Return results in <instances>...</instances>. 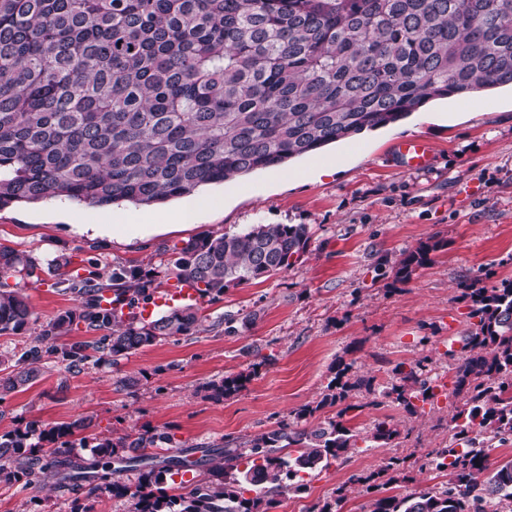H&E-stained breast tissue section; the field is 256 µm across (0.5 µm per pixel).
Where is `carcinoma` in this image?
<instances>
[{
	"instance_id": "1",
	"label": "carcinoma",
	"mask_w": 512,
	"mask_h": 512,
	"mask_svg": "<svg viewBox=\"0 0 512 512\" xmlns=\"http://www.w3.org/2000/svg\"><path fill=\"white\" fill-rule=\"evenodd\" d=\"M509 84L512 0H0V207L48 197L96 207L163 203L398 122L431 100ZM309 241L304 224L191 240L173 248V274L215 302L230 286L288 270ZM437 247L422 243L403 253L396 279L408 280ZM69 264L48 262L83 299L82 310L59 315L40 333L0 378V396L43 373L45 350L60 353L70 369L92 351L116 364L203 323L190 304L138 317L135 309L154 293L152 275L140 269L115 267L102 283L68 276ZM39 267L0 248V334L26 329L32 316L7 279ZM459 290L472 319L452 390L462 404L448 407V443L427 461L448 472V486L388 494L393 479L381 477L397 465L392 457L353 476L375 493L366 512H512V460L490 471L485 452L512 439V281L486 288L464 280ZM75 323L104 336L52 345ZM429 362L398 364L399 382L382 397L418 414V403L434 396L423 377ZM345 375L295 420L345 401L353 388ZM249 379L229 376L212 387L231 396ZM359 409L349 403L309 429L283 422L246 448L227 440L160 465L145 450L180 447L167 431L99 438L81 435L91 427L85 418L49 428L31 422L0 436V483L69 480L88 497L130 495L131 512H270L276 497L305 489L303 474L358 452L344 417ZM398 436L384 419L369 439L387 445ZM77 446L94 449L98 483L69 459ZM203 465L207 477L190 492L164 487L166 475ZM125 468L139 471L132 493L112 479ZM242 483L255 496H245Z\"/></svg>"
}]
</instances>
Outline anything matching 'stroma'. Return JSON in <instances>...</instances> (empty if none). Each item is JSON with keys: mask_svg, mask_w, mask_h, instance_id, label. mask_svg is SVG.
<instances>
[{"mask_svg": "<svg viewBox=\"0 0 512 512\" xmlns=\"http://www.w3.org/2000/svg\"><path fill=\"white\" fill-rule=\"evenodd\" d=\"M406 138L429 143L430 165L399 164L394 147ZM198 194L207 207L176 225L164 216L181 206L178 198L155 207L97 208L55 197L0 208V247L42 264L18 282L32 319L26 330L0 335V378L47 324L81 309L47 268L49 259L68 258L70 272L93 280L112 265L152 269L164 286L173 246L257 224H304L310 235L307 251L287 271L202 302L206 320L193 335L78 371L50 355L42 377L0 401V435L31 421L50 427L87 417L95 434L165 430L186 448L243 442L316 404L344 368L350 379L371 382L349 396L360 406L350 428L364 437L386 416L399 435L310 472L306 491L280 496L274 512H320L337 501L342 512H361L369 495L351 476L392 456L401 460L394 493L441 490L448 477L426 460L448 441L452 394L433 398L414 416L368 402L393 383L396 364L426 356L452 385L455 364L445 352L460 350L470 324L458 283L480 275L489 287L512 280V88L432 100L396 123ZM79 224L114 230L81 234ZM425 242L436 246L429 262L397 281L392 259ZM258 355L267 363L245 390L211 395L209 382L247 371ZM129 377L136 387H123ZM72 500L70 488L53 480L0 483V512H70Z\"/></svg>", "mask_w": 512, "mask_h": 512, "instance_id": "35a3bbf8", "label": "stroma"}]
</instances>
